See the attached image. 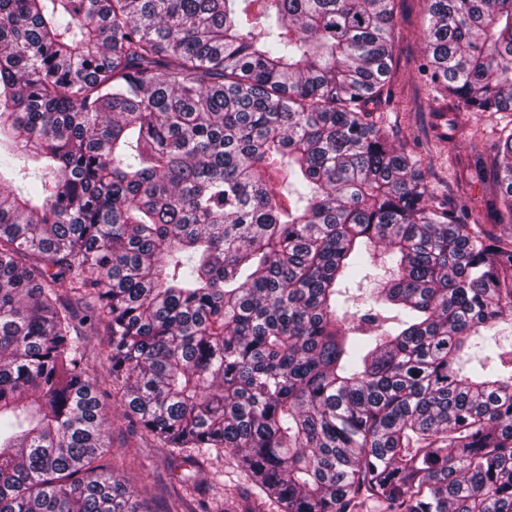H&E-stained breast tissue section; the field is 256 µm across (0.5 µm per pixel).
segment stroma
I'll return each instance as SVG.
<instances>
[{"label":"stroma","mask_w":512,"mask_h":512,"mask_svg":"<svg viewBox=\"0 0 512 512\" xmlns=\"http://www.w3.org/2000/svg\"><path fill=\"white\" fill-rule=\"evenodd\" d=\"M426 0H397L394 31L399 50L393 62L390 99L372 114L407 149L424 162L427 180L447 197L449 206L473 212L486 223L489 189L476 178L474 162L493 163L495 143L502 127L512 122L511 112L467 114L451 106L438 89L425 82L424 29ZM112 455L120 462L121 476L135 489L143 512H200L199 503L212 495L251 499L257 488L232 452L197 456L196 468L205 480L201 499L183 497L172 479L185 471L182 457L169 455L152 438L141 435L120 408L112 410Z\"/></svg>","instance_id":"obj_1"}]
</instances>
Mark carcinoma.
Segmentation results:
<instances>
[{"label":"carcinoma","instance_id":"cac0c4a2","mask_svg":"<svg viewBox=\"0 0 512 512\" xmlns=\"http://www.w3.org/2000/svg\"><path fill=\"white\" fill-rule=\"evenodd\" d=\"M427 2V80L512 112V0ZM394 7L0 0V512H140L114 394L281 512H512V128L468 224L370 120Z\"/></svg>","mask_w":512,"mask_h":512}]
</instances>
